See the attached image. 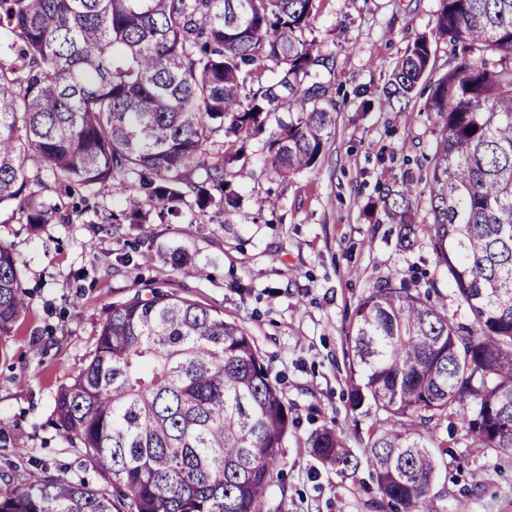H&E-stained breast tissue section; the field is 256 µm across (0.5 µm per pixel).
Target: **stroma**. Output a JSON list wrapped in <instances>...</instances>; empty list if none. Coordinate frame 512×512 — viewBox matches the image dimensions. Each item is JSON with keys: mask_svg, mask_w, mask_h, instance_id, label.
Listing matches in <instances>:
<instances>
[{"mask_svg": "<svg viewBox=\"0 0 512 512\" xmlns=\"http://www.w3.org/2000/svg\"><path fill=\"white\" fill-rule=\"evenodd\" d=\"M440 0H320L312 35L328 58L324 74L335 123L316 165L281 179L264 167V137L250 139L228 166L233 208L146 224H28L0 208V243L21 261L29 308L0 337V461L31 480L61 474L90 486L102 478L51 425L58 388L86 360L113 302L158 288L190 298L242 325L293 410L274 512H390L358 480L324 467L311 435L337 430L362 454L375 416L344 400L349 314L380 279L431 282L435 305L456 310L448 275L431 239L412 248L384 213L385 189L425 171L437 125L424 104L454 66L448 38L435 29ZM426 38L431 62L402 111L380 98L414 41ZM151 262L142 263V254ZM207 277H199L198 269ZM448 453L430 487L429 512H512V451L480 447L459 425H433Z\"/></svg>", "mask_w": 512, "mask_h": 512, "instance_id": "obj_1", "label": "stroma"}]
</instances>
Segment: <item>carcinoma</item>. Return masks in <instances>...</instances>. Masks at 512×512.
Returning a JSON list of instances; mask_svg holds the SVG:
<instances>
[{"label": "carcinoma", "mask_w": 512, "mask_h": 512, "mask_svg": "<svg viewBox=\"0 0 512 512\" xmlns=\"http://www.w3.org/2000/svg\"><path fill=\"white\" fill-rule=\"evenodd\" d=\"M318 0H0V207L46 224L41 172L96 197L136 192L161 220L187 197L234 202L226 166L266 136L274 174L312 168L334 104L312 30ZM435 28L457 64L426 108L438 133L426 176L385 194L401 243L429 197L431 240L460 320L417 280L377 281L347 337V402L373 414L365 459L334 429L310 441L325 466H366L393 512H427L448 418L483 448L512 450V0H442ZM424 38L383 88L409 99L429 68ZM296 121L272 125L283 99ZM224 138V154L207 145ZM201 170L200 182L190 174ZM114 224H141L133 208ZM28 305L20 261L0 243V336ZM54 424L110 488L63 475L33 482L13 463L0 512H272L291 409L253 336L218 311L157 288L114 303L93 350L54 399Z\"/></svg>", "instance_id": "carcinoma-1"}]
</instances>
